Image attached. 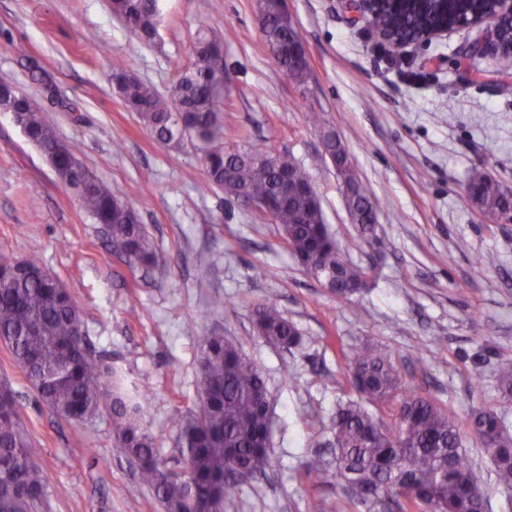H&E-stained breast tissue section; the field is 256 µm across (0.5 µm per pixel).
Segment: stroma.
<instances>
[{"mask_svg":"<svg viewBox=\"0 0 512 512\" xmlns=\"http://www.w3.org/2000/svg\"><path fill=\"white\" fill-rule=\"evenodd\" d=\"M309 61L295 86L262 41L257 0H159L157 35L142 42L110 0H0V81L40 100L58 136L98 179L118 185L169 270L126 263L11 114L0 112V259L38 257L75 297L92 350L141 393L144 424L166 468L181 466L178 414L198 403L202 337L217 333L257 364L270 393L273 462L240 484L224 512H398L361 504L335 478L305 465L331 460L332 421L357 399L347 369L376 346L403 381L456 418L487 512H512L467 426L497 410L512 426V396L497 369L512 361V223L472 205L481 169L512 189V72L488 35L457 28L431 44L395 48L359 19L356 0H286ZM220 39L227 83L226 146L285 150L310 173L326 224L370 286L336 298L287 251L279 225L211 187L197 145L164 142L128 111L109 79L124 68L162 94L193 62L198 27ZM333 129L377 208L380 247L351 222L343 184L324 152ZM492 261L475 278L477 258ZM262 276H255V269ZM294 322L302 342L283 348L253 326L259 304ZM13 394L41 450L42 512H162L112 437L107 411L75 422L39 403L0 344V391ZM74 485L76 497L57 496Z\"/></svg>","mask_w":512,"mask_h":512,"instance_id":"35a3bbf8","label":"stroma"}]
</instances>
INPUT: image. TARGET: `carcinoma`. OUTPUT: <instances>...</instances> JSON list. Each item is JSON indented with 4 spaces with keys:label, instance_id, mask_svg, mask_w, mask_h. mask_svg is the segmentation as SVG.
<instances>
[{
    "label": "carcinoma",
    "instance_id": "cac0c4a2",
    "mask_svg": "<svg viewBox=\"0 0 512 512\" xmlns=\"http://www.w3.org/2000/svg\"><path fill=\"white\" fill-rule=\"evenodd\" d=\"M282 0H258L263 41L281 71L295 85L306 82L308 64L289 50L298 33L281 14ZM494 6L492 0H449L448 9L406 3L375 17L374 28L402 37L453 24ZM137 36L147 42L157 35L158 0H128ZM221 42L198 34L193 72L181 78L168 96L137 78H125L120 97L128 111L161 140L190 138L205 155L206 182L232 197L274 203L273 223L280 225L285 245L302 270L324 281L339 299H348L369 284V274L346 260L330 235L310 175L287 152L267 147L224 146V95L210 89L225 82L216 65ZM22 114L29 140L49 149L56 133L42 117L40 101L18 94L4 98ZM345 201L360 238L378 242L377 213L360 182L345 147L326 136ZM71 188L82 208L110 229L112 241L125 246L130 264L158 265L155 247L144 225L133 222L122 192L103 181L83 188L72 175ZM467 190L475 207L495 222L509 217L508 189L484 171L471 172ZM33 273L0 276V343L22 369L37 398L57 416L70 420L109 410L116 447L133 459L141 486L148 488L164 512H187L195 497L206 512H224V500L235 488L233 471L248 465L256 473L271 465L263 404L268 390L256 364L219 335L201 338L198 361L199 406L177 419L186 479L169 480L153 436L141 421V409L122 388L121 377L87 346L79 347L80 317L71 291L58 279L40 278L35 257L25 259ZM259 335L281 347L302 341L296 326L270 304L254 310ZM350 385L372 404H393L394 420L374 419L350 402L336 411L333 424V471L314 460L307 473L321 482L327 473L343 487L373 504L391 500L401 512H484L473 463L462 448L455 419L438 405L402 383L391 360L370 345L361 347L347 370ZM500 390L512 395V363L498 368ZM469 425L495 467L499 482L512 490V433L502 415L489 408L472 412ZM38 449L22 424L15 400L0 393V473L12 485L0 489V512H36L45 496L44 471L34 462Z\"/></svg>",
    "mask_w": 512,
    "mask_h": 512
}]
</instances>
